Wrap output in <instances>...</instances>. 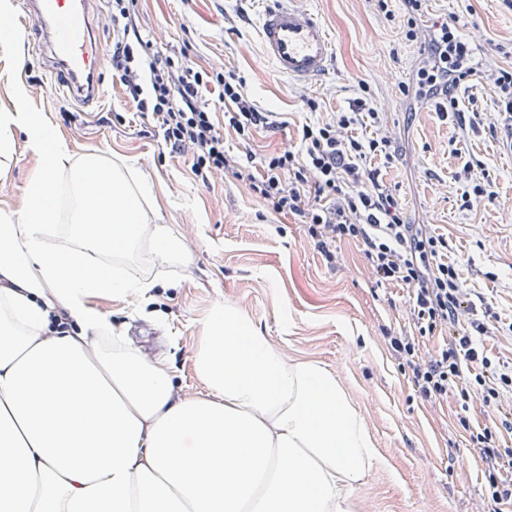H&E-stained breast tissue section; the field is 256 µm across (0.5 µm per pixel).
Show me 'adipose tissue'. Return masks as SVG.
I'll list each match as a JSON object with an SVG mask.
<instances>
[{"label": "adipose tissue", "mask_w": 512, "mask_h": 512, "mask_svg": "<svg viewBox=\"0 0 512 512\" xmlns=\"http://www.w3.org/2000/svg\"><path fill=\"white\" fill-rule=\"evenodd\" d=\"M17 130L45 165L27 211L0 216V512H355L377 457L334 376L220 303L193 353L205 391L176 395L90 300L146 299L155 280L112 258L146 240L184 264L186 240L122 164L88 156L61 185L38 113L0 114V154Z\"/></svg>", "instance_id": "1"}]
</instances>
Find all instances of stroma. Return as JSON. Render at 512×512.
<instances>
[{
  "mask_svg": "<svg viewBox=\"0 0 512 512\" xmlns=\"http://www.w3.org/2000/svg\"><path fill=\"white\" fill-rule=\"evenodd\" d=\"M318 16L336 46L325 72L312 81L279 75L263 54L258 20L266 0H139V29L154 49L188 55L200 67L212 64L242 76L261 108L283 113L287 127L256 135L250 144L226 137L230 153L260 158L272 148L298 149V130L311 118L348 111L361 88L385 113L387 128L404 157L389 168L385 184L411 223L431 225L447 237L464 287L480 292L503 328L486 346L493 360L512 363V131L498 114L496 96L484 84L474 91L490 127L470 134L467 150L485 162L496 184L494 202L468 211L451 178L454 134L430 105L405 113L400 92L411 82L416 46L406 43L402 0H298ZM427 21L452 17L477 53L512 43V0H427ZM232 17L237 34H225ZM0 47V113H40L61 140L67 165L90 155L119 161L152 188L149 206L158 223L188 231L191 275L181 267L139 256L141 274L158 286L137 303L105 294L94 298L128 340L168 362L177 392H199L192 353L209 311L229 302L260 332L286 345L299 360L332 372L346 398L367 419L379 461L353 491L367 512H474L486 497L485 466L458 425L454 401L428 403L414 391L385 333L401 335L413 325L407 293L396 284H375L360 247L338 243L340 262L330 267L301 225L263 216L261 203L232 176L211 185L198 181L188 156L171 151L151 116L123 95L103 63L100 101L84 107L63 95L33 48L28 28L11 26ZM26 97H19V89ZM319 100L317 111L302 94ZM44 165L15 133L0 156V215H22L31 180Z\"/></svg>",
  "mask_w": 512,
  "mask_h": 512,
  "instance_id": "35a3bbf8",
  "label": "stroma"
}]
</instances>
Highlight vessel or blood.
Listing matches in <instances>:
<instances>
[{
    "label": "vessel or blood",
    "mask_w": 512,
    "mask_h": 512,
    "mask_svg": "<svg viewBox=\"0 0 512 512\" xmlns=\"http://www.w3.org/2000/svg\"><path fill=\"white\" fill-rule=\"evenodd\" d=\"M258 33L267 59L285 77L318 75L334 52V43L314 14L295 0H269ZM21 15L38 32L36 48L49 70L61 76V88L81 104L98 99L101 28L95 22L97 0H21Z\"/></svg>",
    "instance_id": "1"
}]
</instances>
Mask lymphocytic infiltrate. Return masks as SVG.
Returning <instances> with one entry per match:
<instances>
[{
    "label": "lymphocytic infiltrate",
    "instance_id": "f902f5d3",
    "mask_svg": "<svg viewBox=\"0 0 512 512\" xmlns=\"http://www.w3.org/2000/svg\"><path fill=\"white\" fill-rule=\"evenodd\" d=\"M138 0H112V74L137 111L151 113L173 151L188 154L198 180L210 183L216 175L231 174L274 215L292 217L312 239L328 264H336V244L358 242L377 283L405 288L414 332L393 336L391 349L404 360L411 383L426 401L454 399L457 419L486 465L489 497L494 505L512 506V367L488 357L484 340L497 326L484 308L485 300L463 288L448 255L446 237L413 224L384 183V173L396 149L380 112L367 97L356 98L350 111L303 124L300 146L266 155L261 173L224 147L225 134L250 141L260 129L275 130V112L258 109L250 100L245 80L230 71L195 66L154 52L137 25ZM421 65L415 73L414 96L435 103L439 119L454 130L452 144L466 141L487 120L485 113L467 111L460 95L474 83H488L497 107L512 122V49L497 45L498 61L485 68L471 62L470 50L459 31L440 22L429 41L421 43ZM220 87L224 123L216 125L204 90ZM367 136H359V129ZM461 185L463 209L471 210L495 197L494 182L484 163L462 158L453 175ZM441 335L445 344L420 353V340ZM481 398L489 424L474 426L470 401Z\"/></svg>",
    "mask_w": 512,
    "mask_h": 512
}]
</instances>
